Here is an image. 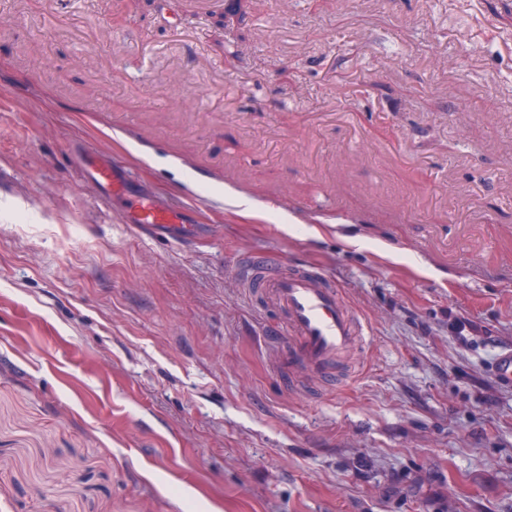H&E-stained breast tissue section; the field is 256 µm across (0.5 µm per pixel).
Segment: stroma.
<instances>
[{"label":"stroma","instance_id":"obj_1","mask_svg":"<svg viewBox=\"0 0 512 512\" xmlns=\"http://www.w3.org/2000/svg\"><path fill=\"white\" fill-rule=\"evenodd\" d=\"M225 3L0 0V512H512V0ZM79 141L305 210L159 241ZM265 253L341 287L352 366L288 367Z\"/></svg>","mask_w":512,"mask_h":512}]
</instances>
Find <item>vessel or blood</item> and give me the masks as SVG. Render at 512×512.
<instances>
[{
    "instance_id": "obj_1",
    "label": "vessel or blood",
    "mask_w": 512,
    "mask_h": 512,
    "mask_svg": "<svg viewBox=\"0 0 512 512\" xmlns=\"http://www.w3.org/2000/svg\"><path fill=\"white\" fill-rule=\"evenodd\" d=\"M68 157L93 187L97 202L116 212L120 223L163 237L194 224L196 201L171 203L145 193L128 167L103 160L97 148L85 144L69 151ZM209 202L227 210L246 205L263 212L276 208L267 200H244L242 192L231 185L225 187L223 194L210 197ZM241 278L247 287L267 289L287 313L288 325L278 331L277 338L290 367L314 374L322 372L354 345L363 329L338 285L325 275L292 269L284 259L273 258L244 267Z\"/></svg>"
}]
</instances>
